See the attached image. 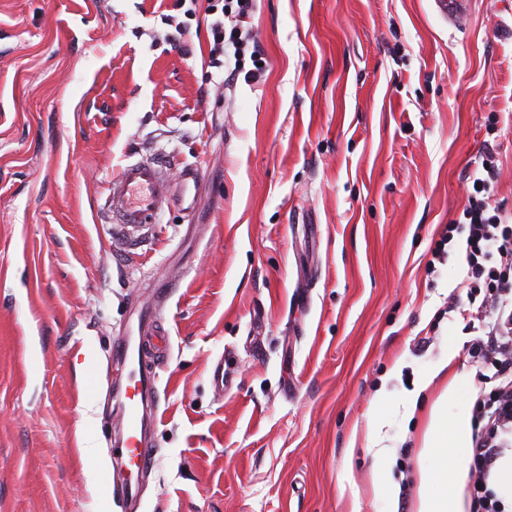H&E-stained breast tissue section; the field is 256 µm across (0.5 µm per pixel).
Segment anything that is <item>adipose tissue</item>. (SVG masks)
Segmentation results:
<instances>
[{
  "mask_svg": "<svg viewBox=\"0 0 512 512\" xmlns=\"http://www.w3.org/2000/svg\"><path fill=\"white\" fill-rule=\"evenodd\" d=\"M467 378L453 374L430 410L420 458L423 474L418 491V512H464L462 483L470 463L472 424L467 412L454 418L444 415L449 403L457 401Z\"/></svg>",
  "mask_w": 512,
  "mask_h": 512,
  "instance_id": "1",
  "label": "adipose tissue"
}]
</instances>
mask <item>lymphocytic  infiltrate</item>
Segmentation results:
<instances>
[{
	"label": "lymphocytic infiltrate",
	"mask_w": 512,
	"mask_h": 512,
	"mask_svg": "<svg viewBox=\"0 0 512 512\" xmlns=\"http://www.w3.org/2000/svg\"><path fill=\"white\" fill-rule=\"evenodd\" d=\"M255 8L256 0H208L206 9L212 18L210 67H232L250 85L263 75L261 66H245L252 33L242 21L252 17ZM496 176V158L485 154L472 172L473 191L463 211L467 227L445 225L432 249L434 259H445L455 233L467 230L461 263L468 291L453 305L462 318L477 324L478 336L468 355L479 382L491 387L490 392L479 393L473 409L468 512H505L489 484L505 453L512 452V220L491 207Z\"/></svg>",
	"instance_id": "f902f5d3"
}]
</instances>
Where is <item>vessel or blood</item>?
<instances>
[{
	"mask_svg": "<svg viewBox=\"0 0 512 512\" xmlns=\"http://www.w3.org/2000/svg\"><path fill=\"white\" fill-rule=\"evenodd\" d=\"M201 183V172L194 166H184L173 182L165 162L152 159L129 162L109 183L107 216L120 230L137 231L157 223L159 215L174 205L194 209ZM160 334L153 313L145 312L137 335L126 337L116 351V371L124 375L133 390L119 404L125 433V451L120 463L129 473L124 496L130 502L139 498V477L150 467L149 457L141 450L145 419L157 411V373L138 363L137 358L149 338Z\"/></svg>",
	"mask_w": 512,
	"mask_h": 512,
	"instance_id": "b4317fda",
	"label": "vessel or blood"
}]
</instances>
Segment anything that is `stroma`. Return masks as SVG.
<instances>
[{
    "label": "stroma",
    "mask_w": 512,
    "mask_h": 512,
    "mask_svg": "<svg viewBox=\"0 0 512 512\" xmlns=\"http://www.w3.org/2000/svg\"><path fill=\"white\" fill-rule=\"evenodd\" d=\"M210 23L177 0H0V512H389L365 439L380 390L386 477L417 512L435 370L468 372L474 338L438 316L467 292L458 253L428 263L485 152L512 213V0L452 20L257 0L251 86L209 70ZM143 157L203 189L134 253L102 209ZM147 306L169 355L132 511L112 369Z\"/></svg>",
    "instance_id": "35a3bbf8"
}]
</instances>
